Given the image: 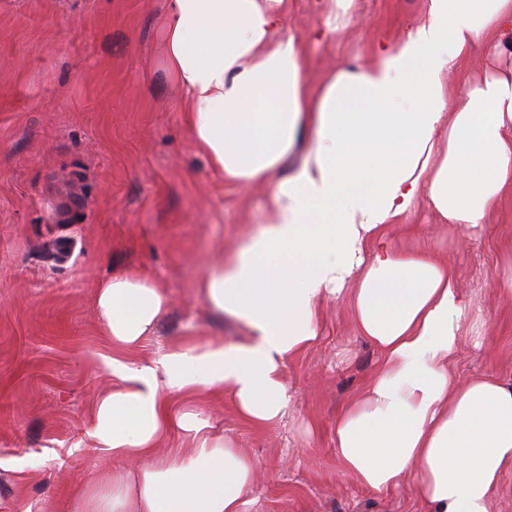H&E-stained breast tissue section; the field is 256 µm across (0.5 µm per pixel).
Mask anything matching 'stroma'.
<instances>
[{
    "label": "stroma",
    "instance_id": "35a3bbf8",
    "mask_svg": "<svg viewBox=\"0 0 512 512\" xmlns=\"http://www.w3.org/2000/svg\"><path fill=\"white\" fill-rule=\"evenodd\" d=\"M423 0H352L336 31L324 0H289L283 31L304 45L317 86L402 38ZM168 0H0V512H72L106 458L89 435L112 378V344L95 311L99 283L143 275L166 293L151 336L128 350L147 363L186 340H242L199 287L257 229L269 188L224 181L195 148L167 68ZM512 69V47L477 44L449 71L450 111L467 83ZM395 246L448 263L486 337L457 347L459 383L512 380V194L487 224L465 229L427 205L390 225ZM317 344L288 362L280 422L257 429L221 399L196 408L258 464L247 512H420L413 474L388 492L362 488L336 455V417L358 398L381 354L348 298L327 301ZM315 422L314 433L305 425Z\"/></svg>",
    "mask_w": 512,
    "mask_h": 512
}]
</instances>
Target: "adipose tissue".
I'll return each mask as SVG.
<instances>
[{
  "mask_svg": "<svg viewBox=\"0 0 512 512\" xmlns=\"http://www.w3.org/2000/svg\"><path fill=\"white\" fill-rule=\"evenodd\" d=\"M287 12L288 0H169L165 56L197 150L226 179L270 188L256 232L202 281L209 307L249 336L142 364L105 358L116 384L96 401L90 435L109 464L78 512H246L255 460L171 398H228L255 428L281 420L287 362L317 343L321 302L344 295L382 355L336 422L344 469L377 492L415 470L422 512H491L512 471V382L462 385L450 369L464 329L479 328L454 272L382 233L423 202L477 228L512 191V71L469 84L456 112L443 82L480 38L512 30V0H424L402 39L314 90L299 41L279 33ZM95 307L112 345L131 348L167 297L148 279L111 277ZM177 430L191 454L159 455Z\"/></svg>",
  "mask_w": 512,
  "mask_h": 512,
  "instance_id": "obj_1",
  "label": "adipose tissue"
}]
</instances>
